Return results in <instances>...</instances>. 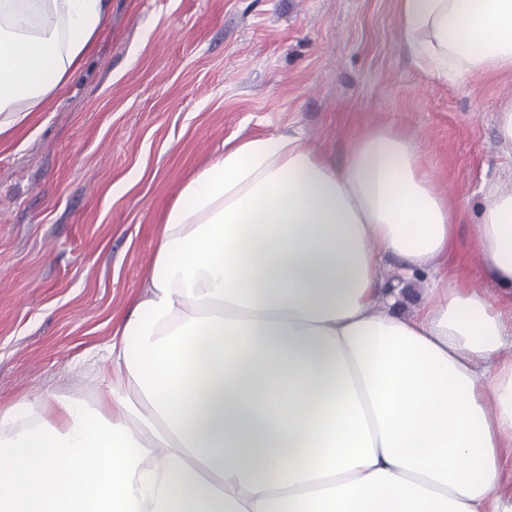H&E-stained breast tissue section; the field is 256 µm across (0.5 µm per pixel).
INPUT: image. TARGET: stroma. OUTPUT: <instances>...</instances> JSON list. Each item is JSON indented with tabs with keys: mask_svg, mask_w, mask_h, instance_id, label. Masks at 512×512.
<instances>
[{
	"mask_svg": "<svg viewBox=\"0 0 512 512\" xmlns=\"http://www.w3.org/2000/svg\"><path fill=\"white\" fill-rule=\"evenodd\" d=\"M509 106L512 81L423 72L395 0H112L66 92L0 139V407L94 404L92 354L144 292L166 208L233 137L295 131L341 165L365 126L408 130L463 204L449 277L496 294L469 243L512 169Z\"/></svg>",
	"mask_w": 512,
	"mask_h": 512,
	"instance_id": "35a3bbf8",
	"label": "stroma"
}]
</instances>
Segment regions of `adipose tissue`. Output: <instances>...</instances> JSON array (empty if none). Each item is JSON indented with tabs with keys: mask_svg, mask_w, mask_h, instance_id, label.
<instances>
[{
	"mask_svg": "<svg viewBox=\"0 0 512 512\" xmlns=\"http://www.w3.org/2000/svg\"><path fill=\"white\" fill-rule=\"evenodd\" d=\"M108 8L0 0V136ZM396 19L437 78L512 77V0H396ZM460 213L400 130L350 139L340 168L293 134L225 142L162 217L96 403L0 409V512H512V173L470 246L498 296L448 277Z\"/></svg>",
	"mask_w": 512,
	"mask_h": 512,
	"instance_id": "1",
	"label": "adipose tissue"
}]
</instances>
